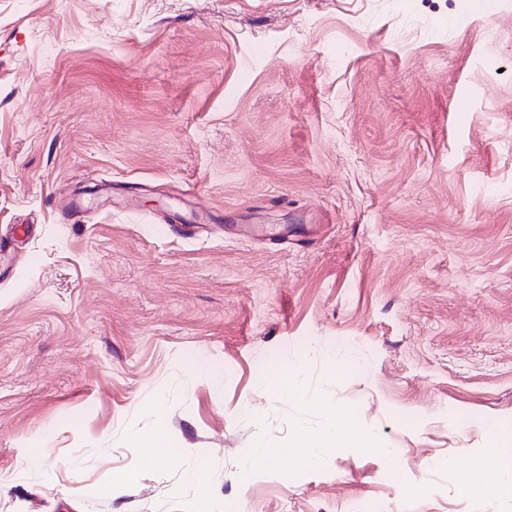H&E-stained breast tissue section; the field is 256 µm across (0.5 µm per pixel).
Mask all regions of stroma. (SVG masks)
I'll return each instance as SVG.
<instances>
[{
    "label": "stroma",
    "instance_id": "35a3bbf8",
    "mask_svg": "<svg viewBox=\"0 0 512 512\" xmlns=\"http://www.w3.org/2000/svg\"><path fill=\"white\" fill-rule=\"evenodd\" d=\"M510 423L512 0H0V512H512ZM376 443L366 431L355 423L342 424L331 420L319 434L309 436L299 432L297 448H305L298 457L302 464L316 461L328 448H376ZM489 453L497 472V479L487 483L468 472L459 462L450 463L457 477L455 492L463 497L502 499L512 497V432H493ZM169 447L166 436L161 432H157L146 442L145 448H151V450L142 455V458L139 460L140 469L151 466L164 456H169L171 453Z\"/></svg>",
    "mask_w": 512,
    "mask_h": 512
}]
</instances>
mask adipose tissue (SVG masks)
<instances>
[{"instance_id":"adipose-tissue-1","label":"adipose tissue","mask_w":512,"mask_h":512,"mask_svg":"<svg viewBox=\"0 0 512 512\" xmlns=\"http://www.w3.org/2000/svg\"><path fill=\"white\" fill-rule=\"evenodd\" d=\"M297 445L302 449L300 463L309 464L316 461L320 454L329 448L372 449L376 443L373 437L356 424L332 421L317 435L299 434ZM489 447L497 472L496 480L491 483L484 482L470 474L462 464H455L457 477L454 490L458 495L490 499L512 497V432L493 433Z\"/></svg>"}]
</instances>
